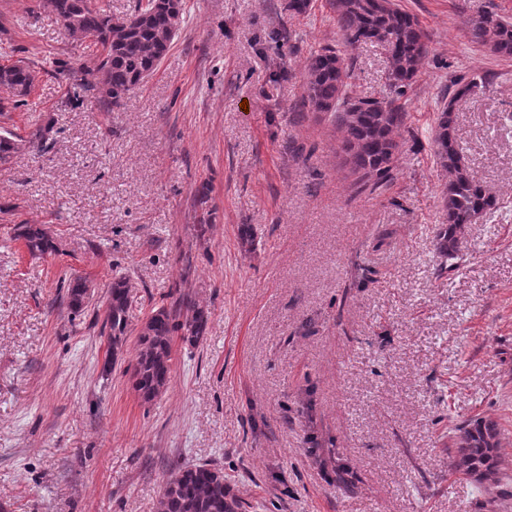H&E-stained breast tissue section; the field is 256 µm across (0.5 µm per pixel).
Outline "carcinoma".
<instances>
[{"instance_id": "obj_1", "label": "carcinoma", "mask_w": 512, "mask_h": 512, "mask_svg": "<svg viewBox=\"0 0 512 512\" xmlns=\"http://www.w3.org/2000/svg\"><path fill=\"white\" fill-rule=\"evenodd\" d=\"M38 10L56 16L76 41L89 33L101 48L95 69L80 78L82 86L99 101L117 107L143 79L154 72L169 51L182 23V0H137L125 17L92 5V0H38ZM343 48L323 47L310 54L305 64L301 108L337 118L343 151L352 169L360 174L359 188L381 192L394 177V159L399 149L397 135L408 112L399 102L429 53V35L415 16L400 8L397 0H329ZM470 42L501 57L512 56V22L495 11L463 19ZM372 43L387 50L388 86L393 96H352L348 80L353 60L346 49ZM30 63L0 65V85L12 89L23 103L38 80ZM458 89L436 113L432 146L437 165L444 173L439 200L444 222L435 229V251L440 270L457 267L465 227L498 207L496 198L474 177L456 139L455 98L471 92L477 82L461 77ZM45 134L26 140L12 130H0V166L27 148L43 150ZM15 237L28 254L42 256L57 250L47 232L35 224H19ZM67 299L73 313L89 303L91 287L82 277L71 279ZM133 284L125 277L112 281L103 309L102 333L108 336L111 356L102 372H112L118 353L131 331L129 311ZM209 315L196 302L181 295L171 310L158 308L142 322L136 336L138 354L127 369L133 390L151 403L167 388L172 367V344L178 337L195 346L204 337ZM501 429L491 419L477 418L455 426L449 446L451 470L478 483L494 486L501 481ZM249 503L233 492L224 471L203 463L178 468L167 476L159 512H247Z\"/></svg>"}]
</instances>
